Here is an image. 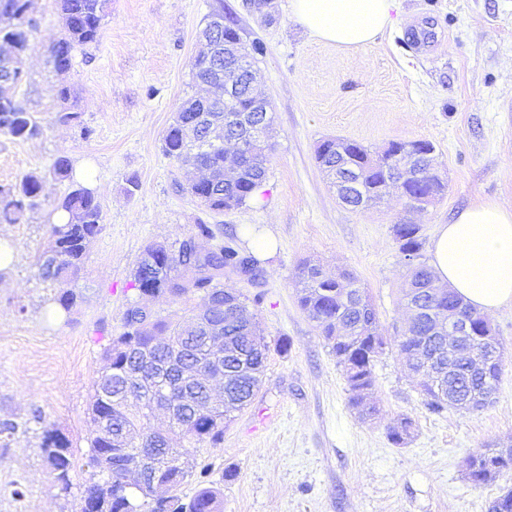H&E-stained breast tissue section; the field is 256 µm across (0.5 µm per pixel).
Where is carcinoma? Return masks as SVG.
Instances as JSON below:
<instances>
[{"mask_svg":"<svg viewBox=\"0 0 512 512\" xmlns=\"http://www.w3.org/2000/svg\"><path fill=\"white\" fill-rule=\"evenodd\" d=\"M65 36L49 49L50 62L58 73L72 67L74 52L79 46L97 40L109 0H56ZM27 0H0V41H9L21 50L29 49L31 20L28 17ZM219 57H201L197 60L193 76L197 90L214 74ZM58 98L62 108L57 112V121L63 124L81 123V113L75 111V90L66 84L60 85ZM249 100L246 87L231 101L204 102L199 95L187 99L180 106L174 122L163 137V153L177 160L192 150L186 141L183 128L190 119L203 126L223 129V118L231 119L228 136L252 140L253 132L248 125L252 113L247 111ZM0 132L15 138L28 139L39 134L40 127L31 113L20 104L16 92L4 96L0 92ZM401 142L392 141L377 154L351 141L345 148V157L336 158V142L326 140L318 147L317 159L326 163H339V175H348L354 185L345 188L344 202L352 208L360 203L374 202L382 198L381 185L401 159L398 152ZM198 164L211 172L209 181L187 187V192L200 205L213 212L237 207L252 198L263 183L262 173L255 171L252 162H246L243 177L234 187L224 185V150L211 146L197 154ZM448 184L437 178L416 180L400 188L401 197L409 200L414 196L433 193L445 194ZM42 190L41 180L27 176L19 184L0 187V223L17 224L27 210L36 205ZM52 213L68 216L62 224L49 225L51 246L37 257L38 275L59 288L54 298L63 309H70L76 294L64 289L78 276L85 253V241L101 231L102 212L94 192L80 184L71 185L60 201L53 206ZM393 232L400 243V250L411 257L410 279L404 288V297L409 308V323L406 335L398 346L407 355L420 347L425 355L439 364H448V342L435 337L433 328L437 311L468 304L455 293H431L426 285L432 275L420 262L422 241L417 224H395ZM214 239L206 224L195 225L194 232L182 240L177 250L159 248L156 258L164 272L138 262L133 271V282L142 295L165 296L180 299L198 295L206 306L208 321L213 326L211 335L225 339V346L216 349L202 331L190 329L188 323H173L155 316L154 312L132 304L123 314V332L113 336L102 350L105 365L93 384L90 418L95 430L89 438L87 467L89 477L80 487L79 512H138L140 505L150 506V512H221L220 490L212 485L199 488L187 501L174 494L192 469L189 449L171 445L170 434L176 433L184 444L209 442L212 445L224 440V426L231 414L248 405L259 388L269 346L261 332L259 323L248 310L241 294L224 289V271L237 272L254 283L261 276L258 260L241 250L236 241L210 244ZM299 303L308 316L316 322L322 335L331 345L339 364L343 367L352 392L372 390L374 377L372 367L383 350L384 340L376 311L365 289L350 282V288L340 287L332 278L318 277V267L307 263L301 269L299 280ZM344 325L348 329V344L336 341V331ZM488 343L477 338L468 356L457 361V374L453 380L448 376H437L422 389L426 409L440 415L448 409V383L455 384L463 397L471 400V407L479 410L491 397L499 379L504 359V350H499L498 361L490 364L482 375L469 373V367L484 357ZM224 354L226 380L224 391L227 402L224 406L206 412L194 413L197 399L206 392L196 382L182 376L179 386L171 387L172 374L179 364L186 361L201 370L217 352ZM149 356L155 361L151 373L155 381L150 386L156 391L171 390L167 399L172 408L168 428L163 435H154L152 413L148 410L130 408L124 402V393L139 389L134 373L142 368L140 358ZM40 426L41 448L44 459L55 475V482L65 493L71 491L73 483L70 472L74 468L71 441L58 429L46 424L45 417L35 409L26 418L0 419V444L8 446L20 435H26L33 427ZM412 420L404 418L389 431V439L401 445L410 436ZM144 438V446L159 449V463L152 473V480L161 488L157 496L138 483L127 480L126 473L134 460L135 452L128 449L127 436ZM178 457L185 458L181 469L169 465ZM512 471V464L499 455L492 446L470 455L464 462V475L475 486L496 480L501 474Z\"/></svg>","mask_w":512,"mask_h":512,"instance_id":"cac0c4a2","label":"carcinoma"}]
</instances>
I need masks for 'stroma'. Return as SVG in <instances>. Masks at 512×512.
I'll return each instance as SVG.
<instances>
[{"mask_svg": "<svg viewBox=\"0 0 512 512\" xmlns=\"http://www.w3.org/2000/svg\"><path fill=\"white\" fill-rule=\"evenodd\" d=\"M214 12L237 23L244 52L263 44L254 63L273 112L265 180L253 199L224 212L205 210L182 192L199 172L161 150L194 92L192 68L204 49L198 35ZM29 16L32 47L19 94L42 133L0 134V186L36 175L42 193L22 223H0V240L14 250L0 268V417L40 407L72 441L71 476L82 482L101 350L120 333L126 307L145 305L159 318L184 322L200 304L195 296L140 295L132 271L149 243L177 248L202 222L216 241L237 235L239 247L260 261V284L230 275L224 285L248 299L270 352L252 402L225 428L221 444L194 450L178 495L191 498L208 482L221 489L222 512H488L512 488V473L476 487L462 462L512 438V310L491 317L505 362L490 404L430 413L397 346L407 328L408 266L392 227L420 225L429 264L439 225L481 201L512 202V0H398L386 30L353 50L304 30L291 0H273L267 17L249 0H110L98 40L78 48L61 75L47 53L64 35L55 0H31ZM414 30L427 34L424 45L411 43ZM62 81L76 91L80 123L56 120ZM327 138L373 151L392 141H430L448 189L423 210L394 192L351 209L316 160ZM62 156L75 181L94 192L103 217L71 283L77 300L67 311L34 265L50 244L52 204L66 190L52 171ZM132 180L138 187L131 192ZM307 259L328 276L351 273L377 311L386 347L373 367V419L359 418L342 366L299 304L296 280ZM406 416L414 434L394 445L388 432ZM77 508L76 495L54 484L37 439L0 448V512Z\"/></svg>", "mask_w": 512, "mask_h": 512, "instance_id": "stroma-1", "label": "stroma"}]
</instances>
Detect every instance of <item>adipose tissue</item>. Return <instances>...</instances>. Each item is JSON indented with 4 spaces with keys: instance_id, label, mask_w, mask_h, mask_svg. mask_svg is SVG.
Masks as SVG:
<instances>
[{
    "instance_id": "1",
    "label": "adipose tissue",
    "mask_w": 512,
    "mask_h": 512,
    "mask_svg": "<svg viewBox=\"0 0 512 512\" xmlns=\"http://www.w3.org/2000/svg\"><path fill=\"white\" fill-rule=\"evenodd\" d=\"M395 6L396 0H293V16L321 40L348 49L372 43ZM433 269L439 283L483 314L512 308V206L476 204L440 225Z\"/></svg>"
}]
</instances>
